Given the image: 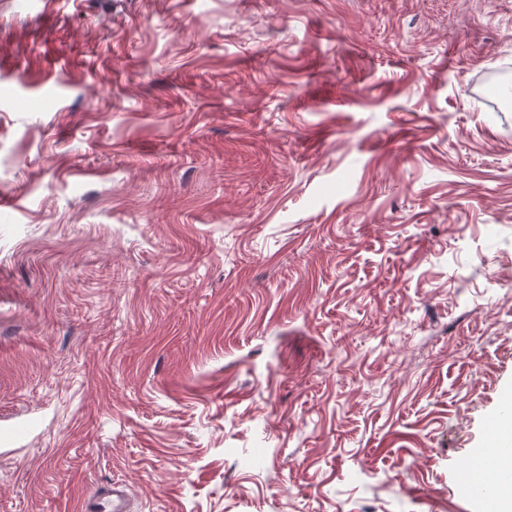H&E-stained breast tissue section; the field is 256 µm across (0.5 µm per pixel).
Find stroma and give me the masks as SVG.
<instances>
[{"label": "stroma", "instance_id": "1", "mask_svg": "<svg viewBox=\"0 0 512 512\" xmlns=\"http://www.w3.org/2000/svg\"><path fill=\"white\" fill-rule=\"evenodd\" d=\"M493 83L512 0H0V512H483ZM132 494L124 483L97 485L76 509L80 512H129Z\"/></svg>", "mask_w": 512, "mask_h": 512}]
</instances>
